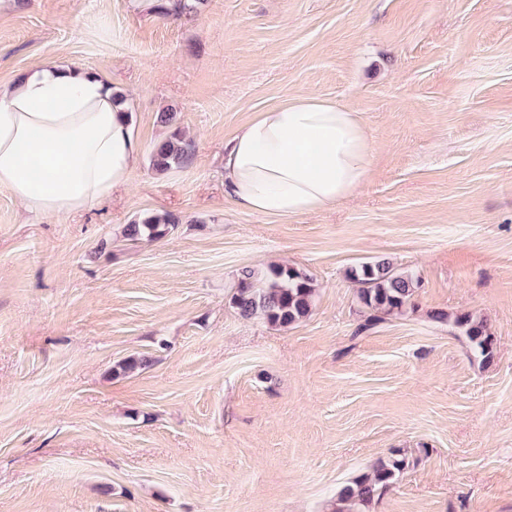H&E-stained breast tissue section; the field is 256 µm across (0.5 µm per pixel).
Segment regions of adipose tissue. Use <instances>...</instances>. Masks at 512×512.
<instances>
[{"instance_id": "ef3b65f1", "label": "adipose tissue", "mask_w": 512, "mask_h": 512, "mask_svg": "<svg viewBox=\"0 0 512 512\" xmlns=\"http://www.w3.org/2000/svg\"><path fill=\"white\" fill-rule=\"evenodd\" d=\"M142 152L102 75L45 62L0 86V188L27 212L80 211L127 186ZM371 137L356 112L309 96L240 127L224 152V194L268 217L308 215L367 179Z\"/></svg>"}]
</instances>
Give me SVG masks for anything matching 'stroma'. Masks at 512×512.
I'll return each mask as SVG.
<instances>
[{"instance_id": "35a3bbf8", "label": "stroma", "mask_w": 512, "mask_h": 512, "mask_svg": "<svg viewBox=\"0 0 512 512\" xmlns=\"http://www.w3.org/2000/svg\"><path fill=\"white\" fill-rule=\"evenodd\" d=\"M50 58L124 93L142 153L81 213L0 191V512H332L394 448L370 512H512V0H0V84ZM299 96L358 112L369 177L318 213L244 211L224 144ZM167 109L189 152L158 173ZM146 213L179 222L126 240ZM380 258L421 286L368 328L346 274ZM272 265L317 285L287 327L229 304ZM450 320L453 327L467 338L473 351L484 360L493 357L494 338L488 332L485 319H477L470 313H461Z\"/></svg>"}]
</instances>
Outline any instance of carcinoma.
Segmentation results:
<instances>
[{"label":"carcinoma","mask_w":512,"mask_h":512,"mask_svg":"<svg viewBox=\"0 0 512 512\" xmlns=\"http://www.w3.org/2000/svg\"><path fill=\"white\" fill-rule=\"evenodd\" d=\"M188 155V144L180 130L158 143L152 151L150 165L164 172L181 165ZM178 219L174 216L143 214L126 225L123 233L130 241L164 238ZM347 279L355 288L356 298L369 312L366 325L371 326L386 315L415 310V293L420 280L402 270L389 259L364 262L349 270ZM316 284L312 276L294 267L272 265L259 273L244 268L237 276L229 304L243 318L260 317L273 326L286 327L308 316ZM451 323L465 336L473 351L485 360L493 357L494 338L484 319L461 313ZM149 364L146 358L129 357L113 367V375L124 376ZM409 467L407 457L397 450L381 459L367 473L356 477L336 496L333 512H369L373 501L388 491Z\"/></svg>","instance_id":"obj_1"}]
</instances>
